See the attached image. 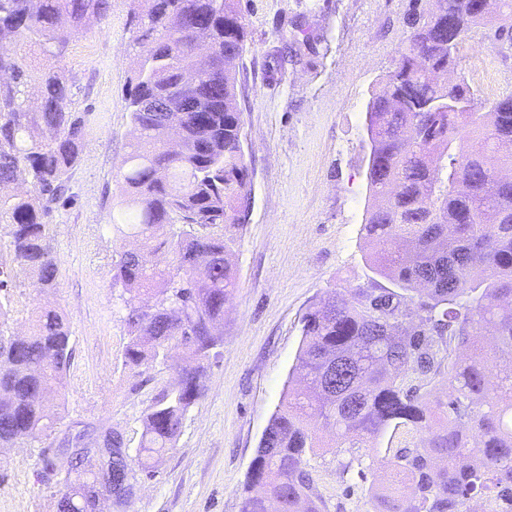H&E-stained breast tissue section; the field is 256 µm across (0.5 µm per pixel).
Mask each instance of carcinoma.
<instances>
[{"label": "carcinoma", "mask_w": 512, "mask_h": 512, "mask_svg": "<svg viewBox=\"0 0 512 512\" xmlns=\"http://www.w3.org/2000/svg\"><path fill=\"white\" fill-rule=\"evenodd\" d=\"M136 67L126 109L135 143L119 168L132 209L112 233L140 242L114 264L125 311L124 365L148 368L178 352V378L143 413L135 454L112 434L115 483L152 475L204 393L224 305L237 287L234 232L252 203L243 110L224 61L243 58L252 13L243 0H137ZM112 0H0V224L33 286L56 285L49 218L84 149L87 113L73 84L29 52L61 62L71 37L104 20ZM512 15V0H413L393 71L369 93L364 285L332 290L301 318L302 344L252 461L240 512H323L308 455L312 419L337 447H381L394 474L370 486L374 512H512V94L486 102L448 83L463 43ZM196 72L192 85L183 74ZM36 95L32 109L28 99ZM478 147L468 144L470 135ZM222 228L218 234L214 228ZM164 249L163 267L150 256ZM65 315L44 309L28 336L0 329V448L46 433L51 394L70 363ZM438 385L446 399L432 398ZM407 433L402 445L394 439ZM58 512H96V477L64 478Z\"/></svg>", "instance_id": "cac0c4a2"}]
</instances>
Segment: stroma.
Returning a JSON list of instances; mask_svg holds the SVG:
<instances>
[{"mask_svg":"<svg viewBox=\"0 0 512 512\" xmlns=\"http://www.w3.org/2000/svg\"><path fill=\"white\" fill-rule=\"evenodd\" d=\"M410 0H251L247 51L235 64L244 96L245 155L253 169V203L238 234L237 287L224 309L223 343L206 364L204 394L154 477L138 476L134 495L112 512H239L259 440L288 384L302 343L301 317L332 289L363 284L368 244L362 232L368 190L365 106L371 87L398 59ZM132 0L72 38L62 68L74 80L72 108L89 115L85 148L69 191L53 209L57 284L32 285L0 228V291L5 333H29L44 307L62 310L73 357L39 441L0 452V512H57L62 477L85 432L96 447L108 432L136 448L141 417L172 382L170 364L123 367L128 340L119 291L112 286L119 251L134 248L112 234L119 210L117 167L133 141L126 87ZM481 29L465 42L457 74L493 101L512 93V55ZM56 464L44 470V456ZM376 451L310 456L326 512H372L369 488L390 479Z\"/></svg>","mask_w":512,"mask_h":512,"instance_id":"obj_1","label":"stroma"}]
</instances>
